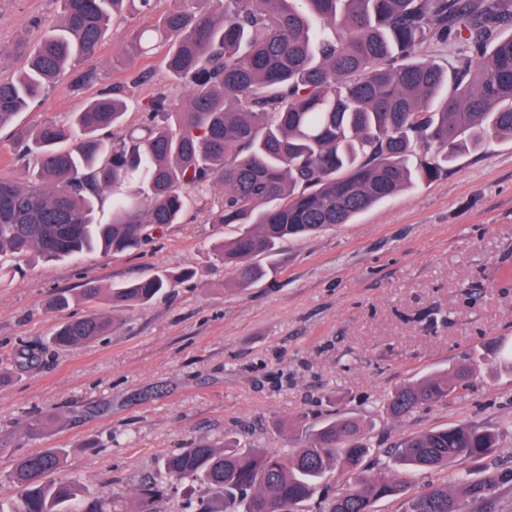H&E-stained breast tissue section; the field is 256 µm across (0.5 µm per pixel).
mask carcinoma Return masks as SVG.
Masks as SVG:
<instances>
[{
    "label": "carcinoma",
    "mask_w": 512,
    "mask_h": 512,
    "mask_svg": "<svg viewBox=\"0 0 512 512\" xmlns=\"http://www.w3.org/2000/svg\"><path fill=\"white\" fill-rule=\"evenodd\" d=\"M150 14L154 0H61L60 23L19 55L24 66L0 78V127L38 105L66 71L93 56L125 3ZM512 0H174L137 31L139 54L165 47L168 77L188 84L183 103L158 93L144 124L119 140L126 103L113 90L70 114L17 135L28 175L0 178V257L37 253L71 258L139 248L179 224L190 202L235 236L215 250L228 285L247 288L281 260L289 240L348 224L402 190L430 182L461 155L512 138ZM459 46L449 67L422 59L427 44ZM112 196V219L96 220ZM179 275L162 270L110 289L114 307L145 304ZM97 312L59 323L49 343L82 345L112 332ZM496 354L489 342L442 374L394 390L393 417L439 402L467 386L471 362ZM19 349L11 370L39 359ZM498 448L495 431L470 424L418 433L398 449L399 465L447 470ZM369 446L359 426L335 418L283 453L198 443L167 458L164 487L141 491L132 509L116 493L61 477L66 449L19 458L7 474L17 495L0 512H154L161 489L215 493L197 512H299L332 470L351 488L322 512H373L405 482L360 470ZM404 512H461L448 485L406 499Z\"/></svg>",
    "instance_id": "carcinoma-1"
}]
</instances>
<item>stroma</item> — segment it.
Listing matches in <instances>:
<instances>
[{
    "label": "stroma",
    "mask_w": 512,
    "mask_h": 512,
    "mask_svg": "<svg viewBox=\"0 0 512 512\" xmlns=\"http://www.w3.org/2000/svg\"><path fill=\"white\" fill-rule=\"evenodd\" d=\"M150 15L111 25L86 60L96 81L76 92L50 90L35 110L0 129V177L22 180L13 134L70 112L101 89L128 101L124 129L140 126L145 99L184 101L185 83L160 80L164 50L128 52ZM58 0H0V44L35 42L58 21ZM221 234L193 209L137 250L78 259L32 257L0 281V367L23 346L41 351L30 368L0 384V496L14 460L43 448L67 451L65 476L135 500L161 480L164 460L193 444L293 449L302 430L340 415L357 420L383 470L405 438L461 423L486 426L499 446L483 467L459 461L474 483L495 479L493 512H512V376L473 367L470 388L396 419L384 402L396 387L446 370L459 356L498 341L512 347V140L461 155L446 175L402 191L352 223L289 241L285 258L245 290L224 287L213 251ZM190 269V280L146 305L112 307L109 335L70 348L46 341L59 321V292L87 282L109 289L161 270ZM48 417L40 436L27 435Z\"/></svg>",
    "instance_id": "stroma-1"
}]
</instances>
